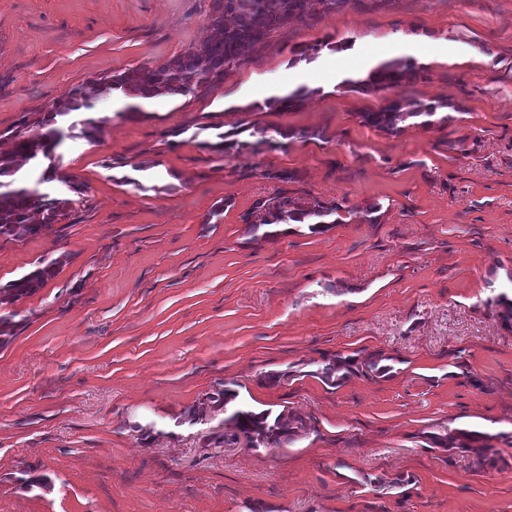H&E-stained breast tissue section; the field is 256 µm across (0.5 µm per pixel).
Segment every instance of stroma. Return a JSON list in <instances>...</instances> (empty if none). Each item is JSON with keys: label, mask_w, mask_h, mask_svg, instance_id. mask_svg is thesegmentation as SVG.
Instances as JSON below:
<instances>
[{"label": "stroma", "mask_w": 512, "mask_h": 512, "mask_svg": "<svg viewBox=\"0 0 512 512\" xmlns=\"http://www.w3.org/2000/svg\"><path fill=\"white\" fill-rule=\"evenodd\" d=\"M211 11L0 0V149L74 88L204 41ZM422 35L443 46L417 55L416 79L371 94L332 82ZM298 45L320 52L298 62ZM274 86L315 94L270 111ZM393 98L453 109L396 135L361 123ZM86 117L97 140L64 137L37 186L67 198L81 184L82 203L0 240V287L64 261L12 305L19 327L0 345V512H512V329L484 305L512 278V0L294 20L207 92L125 112L102 98L61 126ZM219 123L286 137L224 157L207 147ZM282 170L343 203L339 224L251 242L240 216ZM376 203L378 223L363 221ZM336 353L358 369L339 386L316 374ZM377 353L392 371L361 374ZM227 387L301 417L300 436L248 447L224 424ZM457 429L491 434L497 466L431 440Z\"/></svg>", "instance_id": "obj_1"}]
</instances>
